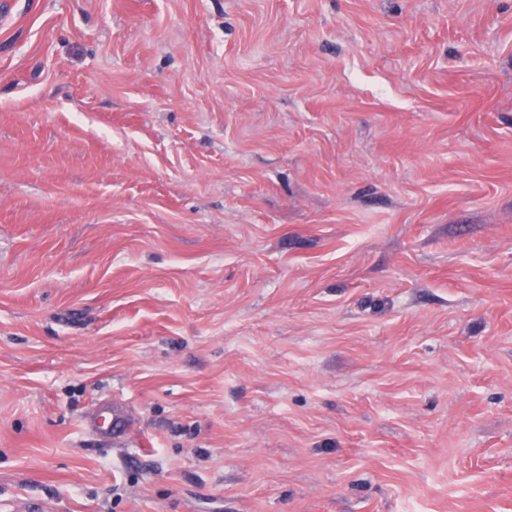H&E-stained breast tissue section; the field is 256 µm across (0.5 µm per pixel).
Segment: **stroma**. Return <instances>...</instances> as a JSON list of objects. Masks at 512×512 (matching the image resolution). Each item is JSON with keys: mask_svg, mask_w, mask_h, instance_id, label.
<instances>
[{"mask_svg": "<svg viewBox=\"0 0 512 512\" xmlns=\"http://www.w3.org/2000/svg\"><path fill=\"white\" fill-rule=\"evenodd\" d=\"M41 500L512 512V0H13L0 512ZM86 427L96 434L107 438L120 434L123 431L122 421L119 416L112 414V406L103 407L85 420Z\"/></svg>", "mask_w": 512, "mask_h": 512, "instance_id": "35a3bbf8", "label": "stroma"}]
</instances>
